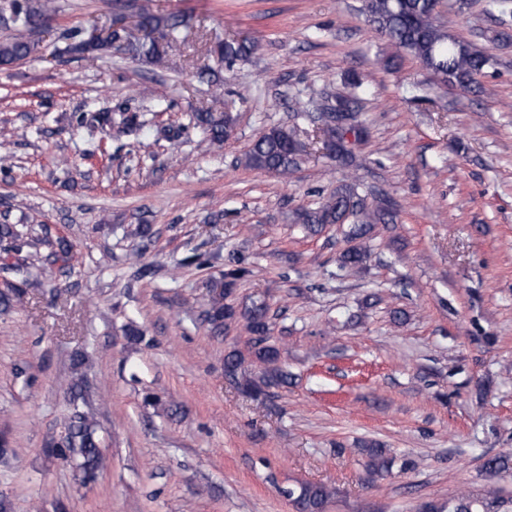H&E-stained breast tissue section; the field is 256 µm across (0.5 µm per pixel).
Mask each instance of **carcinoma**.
<instances>
[{"label": "carcinoma", "instance_id": "1", "mask_svg": "<svg viewBox=\"0 0 512 512\" xmlns=\"http://www.w3.org/2000/svg\"><path fill=\"white\" fill-rule=\"evenodd\" d=\"M439 0H363L362 11L380 36L390 43L406 50L417 58L427 70L430 79L437 85L457 84L471 87L478 84V77L494 65L491 57L476 50L465 41L459 40L445 30L438 11ZM126 6L134 10L141 25L153 34L164 30L171 38L179 34L183 21L174 14L163 15L153 10L151 0H129ZM17 18L9 27L8 37L0 40V66H8L32 55L38 48L35 33L52 20L57 11L55 0H39L37 4L29 0L16 4ZM258 48L257 42L248 39H228L214 48L220 58L229 62L244 59ZM104 50L117 53L160 55L161 47L154 40L133 44L126 40L124 33L114 31L110 39L103 43H88L84 40L71 43L67 47L70 53L91 58ZM361 110L360 98L355 93L338 94L327 101L319 113L321 121L318 139L322 145L336 146V153L330 159L340 166L348 167L352 163V152L348 149L346 136L354 133L360 139L364 130L358 124V112ZM194 125L204 131L203 143L206 148L219 147L229 137L233 127V117L216 116L211 112L191 114ZM309 143L300 138L294 128L273 127L257 139L244 154L242 164L248 168L273 172L282 177L290 176L297 159L307 152ZM394 203L384 195L374 197L368 203L357 193L353 182L336 187L330 196L316 209L298 213V220L316 231L326 224L350 222L348 236L353 245L338 256L340 268L348 272L359 271L369 257L366 241L377 224L394 223ZM10 238L22 242L32 249L20 261L8 264L4 270L20 276L21 287L13 296H4L0 302L8 305L11 300L23 301L29 288L42 287V272L32 260L40 246L47 245L61 255L69 252V245L63 239L52 240L46 230L36 232L33 229L21 230L14 224H0V239ZM247 268L243 260L238 267L224 273V289L219 297L213 299L205 312L204 321L215 333H221L224 327L244 322L250 335L247 352L233 350L224 356V371L234 378L241 390L252 396L267 395L270 390L288 385V372L280 365V350L269 343L273 323L269 308L264 301H254L249 306L237 308L227 304L224 299L232 294L237 281L245 276ZM251 362L261 367L260 375L246 377L245 364ZM82 358L73 359L71 375L62 382L66 389L73 392V398L86 400L83 393L77 391L81 374ZM94 414L90 411L75 410L65 422L64 430L54 441L55 452L66 463L75 464L81 480L91 482L106 469V459L98 447ZM361 453L368 458L367 471L373 478L388 475L394 459L387 449L375 441L366 443ZM512 467V456L496 454L486 458L484 470L497 476ZM331 491L322 485L307 484L299 491H287L297 512H324ZM512 505V498L505 499L498 488L491 486L484 492L474 494L460 491L448 499V504L424 502L420 512H507L506 506Z\"/></svg>", "mask_w": 512, "mask_h": 512}]
</instances>
